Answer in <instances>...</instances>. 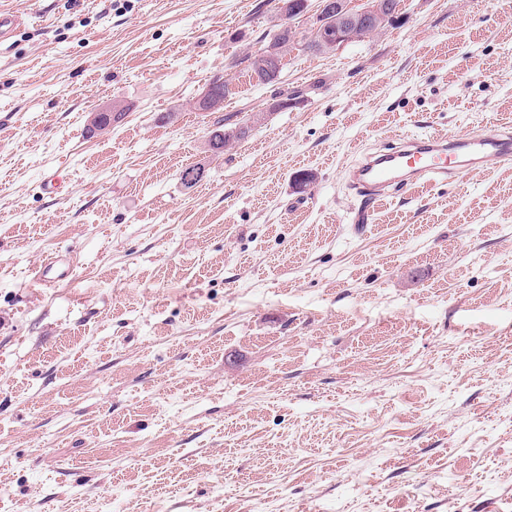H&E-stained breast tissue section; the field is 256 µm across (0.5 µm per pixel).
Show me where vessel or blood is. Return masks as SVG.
Returning <instances> with one entry per match:
<instances>
[{"label": "vessel or blood", "mask_w": 512, "mask_h": 512, "mask_svg": "<svg viewBox=\"0 0 512 512\" xmlns=\"http://www.w3.org/2000/svg\"><path fill=\"white\" fill-rule=\"evenodd\" d=\"M512 161V136L493 128L462 131L441 140L406 139L388 151L364 157L348 173V183L365 200L377 202L386 192L407 188L413 181L443 183L460 167L484 168ZM73 263L55 255L34 271L46 286L69 280Z\"/></svg>", "instance_id": "obj_1"}]
</instances>
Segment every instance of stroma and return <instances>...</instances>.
<instances>
[{
  "label": "stroma",
  "mask_w": 512,
  "mask_h": 512,
  "mask_svg": "<svg viewBox=\"0 0 512 512\" xmlns=\"http://www.w3.org/2000/svg\"><path fill=\"white\" fill-rule=\"evenodd\" d=\"M0 9V512H512V166L367 224L345 180L408 135L512 133V0L289 51L281 87L321 90L218 157L194 104L216 76L225 113L270 100L231 61L273 0ZM54 253L70 280L35 285Z\"/></svg>",
  "instance_id": "35a3bbf8"
}]
</instances>
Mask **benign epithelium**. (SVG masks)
<instances>
[{
  "instance_id": "1",
  "label": "benign epithelium",
  "mask_w": 512,
  "mask_h": 512,
  "mask_svg": "<svg viewBox=\"0 0 512 512\" xmlns=\"http://www.w3.org/2000/svg\"><path fill=\"white\" fill-rule=\"evenodd\" d=\"M399 22L387 0H363L359 8L351 6L349 0H319L311 31L318 52L326 53L345 47L361 31L377 33Z\"/></svg>"
}]
</instances>
